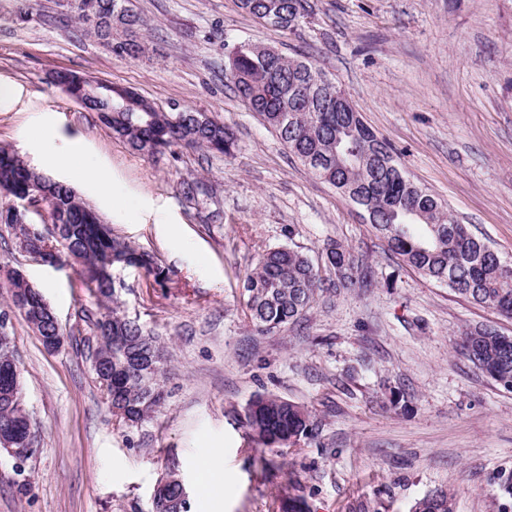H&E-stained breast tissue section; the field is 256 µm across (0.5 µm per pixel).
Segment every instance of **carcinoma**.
<instances>
[{
  "instance_id": "cac0c4a2",
  "label": "carcinoma",
  "mask_w": 512,
  "mask_h": 512,
  "mask_svg": "<svg viewBox=\"0 0 512 512\" xmlns=\"http://www.w3.org/2000/svg\"><path fill=\"white\" fill-rule=\"evenodd\" d=\"M98 11L120 12L124 27L103 30L98 39L112 41V53L135 58L142 47L134 29L145 25L128 7V0H95ZM288 11L274 28L292 30L304 18L307 0ZM260 45L240 42L226 54L225 78L234 94L273 131L288 151L313 174L359 207L369 224L387 241L390 251L429 280L447 286L470 301L512 317V262H506L468 226L453 219L447 208L415 185L395 159L389 144L367 125L359 112H338L331 106L336 86L309 59L279 52L269 55ZM192 108L156 112H103L100 120L117 137L149 156L175 153V148L206 149L223 155L235 147L234 132ZM350 153L365 158L359 167L336 160V139ZM30 179L27 162L17 152L0 147V196L11 199ZM51 192L55 234L31 237L27 226H39L34 213L10 224L16 245L31 254L42 249L67 256L80 267L86 288L107 303L92 316L98 346L96 356L112 357V375L99 378L112 416L133 426L153 416L164 401L168 351L152 331L129 317L118 305L114 271L143 268L156 282L167 278L153 256L112 233L109 225L87 221L92 210L72 188L46 179ZM329 276L303 252L290 246L267 250L244 280L247 316L257 331L269 333L293 325L309 310L319 293L374 287L369 260L339 243L325 248ZM25 320L40 336L64 334L43 307L22 309ZM468 359L507 390H512V336L493 326H467L460 332ZM20 371L16 351L0 347V432L25 437L29 415L3 397L5 381ZM247 437L258 450L289 449L313 436L317 423L308 407L274 394H259L244 407ZM155 496L170 502L167 512H189L181 497L180 476L169 470L157 483ZM410 512H455L446 490L415 499Z\"/></svg>"
}]
</instances>
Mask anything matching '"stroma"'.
<instances>
[{
	"instance_id": "stroma-1",
	"label": "stroma",
	"mask_w": 512,
	"mask_h": 512,
	"mask_svg": "<svg viewBox=\"0 0 512 512\" xmlns=\"http://www.w3.org/2000/svg\"><path fill=\"white\" fill-rule=\"evenodd\" d=\"M60 0H0V145L69 184L114 233L169 273L117 274L118 299L170 353L164 406L138 427L118 423L91 368L83 321L99 301L76 268L42 263L0 236V311L23 370L37 429L24 471L0 452V512H151L157 479L183 477L191 512H409L435 489L455 512H501L512 472V392L460 348L462 327L498 315L392 257L347 197L316 178L230 90L225 55L250 41L300 52L320 67L393 148L419 187L512 261V0H308L294 30L245 14L237 0H132L145 52L121 59L85 36ZM72 70L135 89L163 109L189 106L234 128L232 155L132 150L48 76ZM103 170L109 190L52 167L29 139ZM337 241L365 255L375 285L319 300L299 325L263 335L243 281L260 255L290 246L324 264ZM54 310L63 345L47 350L10 310V269ZM269 392L305 405L317 434L259 453L243 409ZM224 494L199 486L202 463Z\"/></svg>"
}]
</instances>
